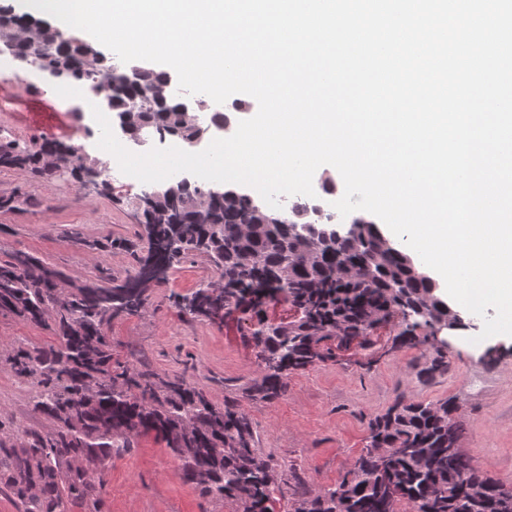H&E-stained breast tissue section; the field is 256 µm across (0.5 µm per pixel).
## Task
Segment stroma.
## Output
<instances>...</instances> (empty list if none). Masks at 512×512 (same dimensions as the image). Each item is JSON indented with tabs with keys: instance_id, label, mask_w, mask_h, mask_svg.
<instances>
[{
	"instance_id": "stroma-1",
	"label": "stroma",
	"mask_w": 512,
	"mask_h": 512,
	"mask_svg": "<svg viewBox=\"0 0 512 512\" xmlns=\"http://www.w3.org/2000/svg\"><path fill=\"white\" fill-rule=\"evenodd\" d=\"M16 69L11 59L0 58V102L7 105L0 112L1 136L59 140L81 151L98 142L92 114L57 95L54 78L31 66L19 78ZM110 184L109 194L87 193L67 177L0 171V193L35 200L0 212V258L13 251L34 254L73 284L97 276L124 278L131 256L91 243L136 239L141 228L133 204L146 185L115 177ZM216 278L203 258L177 265L166 282L151 289L144 311L112 321L107 333L113 359L164 377H185L218 406L235 396L237 386L258 373L245 314L235 311L212 323L180 314L172 303L173 295L190 294ZM394 334V325L383 326L364 345L292 373L284 397L241 399L262 453L276 465L273 512H294L302 487L335 486L365 448L370 420L401 394L425 403L456 402L463 424L460 448L481 473L512 488V345L499 342L493 353L475 354L465 339L450 338L444 349L447 373L428 378L422 370L434 354L431 344L397 348ZM57 342L53 324L0 315V355L18 345L44 349ZM35 390L31 379L16 376L0 358V420L41 432L53 429V420L32 410ZM102 501V512H237L235 504L202 496L186 482L178 461L151 433L109 462Z\"/></svg>"
}]
</instances>
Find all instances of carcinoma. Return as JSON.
Returning <instances> with one entry per match:
<instances>
[{"label":"carcinoma","instance_id":"carcinoma-1","mask_svg":"<svg viewBox=\"0 0 512 512\" xmlns=\"http://www.w3.org/2000/svg\"><path fill=\"white\" fill-rule=\"evenodd\" d=\"M86 41L48 26L44 42L23 49L38 67L66 73L67 80L112 91V111H140L137 137L156 136L184 144L202 135L185 118L182 102L148 94L170 79L166 71L144 67L136 83L116 84L111 59L99 54L86 66ZM73 155L60 141L29 146L0 138V171L51 177L41 165L50 153ZM74 181L99 162L65 160ZM202 187L183 183L177 197H161L155 210L171 213L170 223L147 234V254L168 268L190 256H204L218 272L221 293L203 283L175 304L192 318L221 319L249 303L250 329L258 375L240 387L251 400H270L288 390V374L333 358L328 343L347 347L393 317L401 319V342L416 344V331L435 336L451 316L435 285L402 248L376 224L354 219L355 228L318 248L288 231L290 224H315L314 207L299 203L288 221L254 209L244 194L211 202L205 218L194 217ZM119 283L89 279L73 287L67 300L56 296L60 272L39 258L16 251L0 260V314L36 324H55L59 343L30 351L17 347L5 362L19 377L34 380L33 412L57 423L42 433L14 429L0 421V490L21 512H102L104 472L91 477L74 466L81 458L107 463L153 432L178 458L183 477L205 496L231 501L239 512H268L275 467L258 448L252 419L235 398L215 405L183 378H166L148 368L112 363L106 328L122 314L145 307L153 285L142 280L145 256ZM285 302L292 320H268L264 305ZM452 401L415 402L400 396L370 424L369 440L353 467L335 486L302 500L296 512H512V489L480 474L456 451L461 436Z\"/></svg>","mask_w":512,"mask_h":512}]
</instances>
